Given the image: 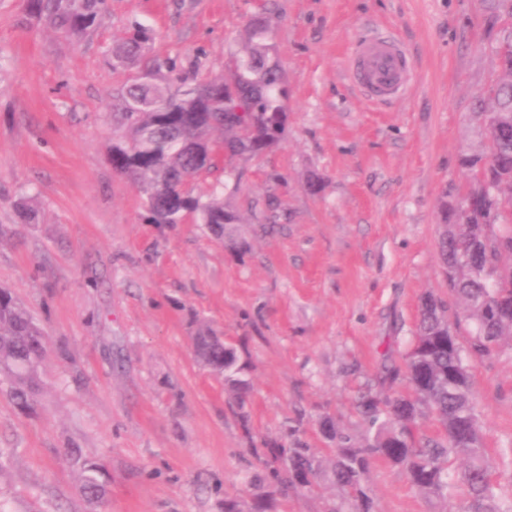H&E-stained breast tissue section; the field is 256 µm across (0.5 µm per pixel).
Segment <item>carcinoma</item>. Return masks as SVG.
<instances>
[{"mask_svg": "<svg viewBox=\"0 0 512 512\" xmlns=\"http://www.w3.org/2000/svg\"><path fill=\"white\" fill-rule=\"evenodd\" d=\"M486 23L495 33L491 50L497 69L485 91L475 99L473 113L482 149L464 152L459 165L469 176L460 204L443 200L444 230L437 243L448 295L462 306L472 329L461 343L451 320L448 302L423 298L413 340L405 357L410 392L394 398L365 394L357 408L365 424L361 444L334 429L323 427L335 441L328 449L330 472L345 489L351 512H376L367 485L371 465L383 460L400 467L417 490L440 501L448 500V470L454 461L464 465L459 474L466 488L465 512H512V497L498 494L487 461L471 391L470 363L501 350L512 339V0H482ZM34 16L70 35L97 28L105 0H28ZM243 55H231L233 88L224 86V74L198 79V69L183 75L176 61L149 54L154 30L133 23L112 45V66L131 72L116 99L112 118L125 135L112 143V170L129 180L140 193L154 224H179L193 214L217 235L237 216L224 208V198H204L187 188L188 181L217 166L220 154L231 160L257 156L285 133L284 75L269 62L272 30L265 12L251 16ZM198 361L224 378V387L238 407L245 405L249 381L234 347L224 345L206 325L192 337ZM46 354L45 334L30 311L10 291L0 288V370L12 377V396L22 410L32 408L38 386L37 368ZM394 364H383L381 386L395 383L401 374ZM430 418L436 430L427 435L420 421ZM64 455L82 473L80 492L101 508L107 498L103 467L78 456ZM268 473L280 494L297 487L311 488L323 472L322 460L308 448L268 447Z\"/></svg>", "mask_w": 512, "mask_h": 512, "instance_id": "cac0c4a2", "label": "carcinoma"}]
</instances>
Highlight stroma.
Segmentation results:
<instances>
[{"label": "stroma", "instance_id": "35a3bbf8", "mask_svg": "<svg viewBox=\"0 0 512 512\" xmlns=\"http://www.w3.org/2000/svg\"><path fill=\"white\" fill-rule=\"evenodd\" d=\"M261 0H106L100 26L69 37L0 0V287L44 328L34 408L0 374V512H91L62 452L105 469L106 512H224L251 502L264 442L322 453L331 419L361 442L354 408L384 359L402 361L421 296L447 297L436 252L439 204L467 185L478 149L472 102L490 82L481 0H274L270 61L285 76L287 134L259 157L220 161L189 184L223 194L239 221L214 235L195 217L149 223L107 161L124 129L108 53L132 22L155 54L221 73ZM386 26L416 82L402 101L367 103L345 70L350 44ZM319 177L323 189L311 194ZM282 212L269 224L267 198ZM31 201L33 221L16 204ZM231 344L252 391L237 406L200 366L191 338ZM472 392L495 479L512 490V344L473 362ZM378 512H462L374 462ZM322 479L278 512H326Z\"/></svg>", "mask_w": 512, "mask_h": 512}]
</instances>
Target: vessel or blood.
<instances>
[{
	"instance_id": "1",
	"label": "vessel or blood",
	"mask_w": 512,
	"mask_h": 512,
	"mask_svg": "<svg viewBox=\"0 0 512 512\" xmlns=\"http://www.w3.org/2000/svg\"><path fill=\"white\" fill-rule=\"evenodd\" d=\"M345 68L354 89L376 106L402 100L415 82L409 52L380 28L372 29L351 47Z\"/></svg>"
}]
</instances>
